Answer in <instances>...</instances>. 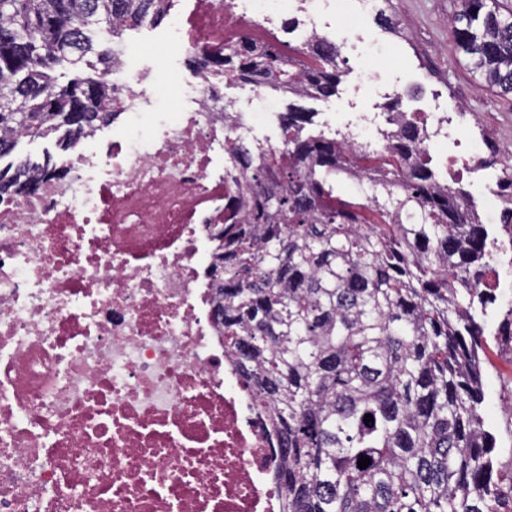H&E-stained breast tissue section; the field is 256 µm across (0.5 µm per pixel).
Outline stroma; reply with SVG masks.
<instances>
[{
  "label": "stroma",
  "instance_id": "stroma-1",
  "mask_svg": "<svg viewBox=\"0 0 512 512\" xmlns=\"http://www.w3.org/2000/svg\"><path fill=\"white\" fill-rule=\"evenodd\" d=\"M458 9V0H390L386 10L393 19L392 28L365 19L369 47L343 48V85H359L357 103L362 108L373 104L375 87L396 84L419 91L425 98L441 94L449 111L462 108L469 112V135L480 143L485 163L501 166L495 180L476 173L465 176L463 187L478 201L495 184L512 180V167L501 165L504 153L512 149V96L484 87L479 76L467 68V56L455 50L448 21ZM167 29L162 23L137 31L140 46L130 61L133 68H150L161 76L187 71V56L162 54L157 45ZM366 68L371 71V82L357 84V73ZM495 294L497 299L483 319L487 347L482 360V414L486 428L496 437L495 464L506 481L512 479V341L501 331L512 315L504 304L512 290L499 288Z\"/></svg>",
  "mask_w": 512,
  "mask_h": 512
}]
</instances>
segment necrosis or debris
<instances>
[{"instance_id": "4bbe7bcc", "label": "necrosis or debris", "mask_w": 512, "mask_h": 512, "mask_svg": "<svg viewBox=\"0 0 512 512\" xmlns=\"http://www.w3.org/2000/svg\"><path fill=\"white\" fill-rule=\"evenodd\" d=\"M320 2L193 0L167 46L219 50L290 13L324 38ZM112 52L111 132L79 138L66 179L0 200V512H282V445L224 353L208 277L224 141L276 123L282 98L194 71L166 116L131 42ZM389 119L351 113L340 137L383 152ZM429 119L426 149L478 170L466 113Z\"/></svg>"}]
</instances>
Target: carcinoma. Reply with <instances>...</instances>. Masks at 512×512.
<instances>
[{
	"label": "carcinoma",
	"instance_id": "1",
	"mask_svg": "<svg viewBox=\"0 0 512 512\" xmlns=\"http://www.w3.org/2000/svg\"><path fill=\"white\" fill-rule=\"evenodd\" d=\"M457 50L490 90L512 94V11L459 0ZM169 0H0V160L21 138L74 148L112 122L101 73L61 84L64 61L112 67L126 20L154 24ZM302 68L285 51L235 41L195 57L192 70L224 83L288 92L284 149L258 157L227 139L222 253L213 263L212 317L224 352L271 412L285 465L282 512H500L495 436L484 426L481 324L492 303L488 230L461 188L440 182L424 124L408 117L379 167L342 140L305 133L300 100L339 93V46L307 43ZM92 55L97 64L86 57ZM63 177L55 157L0 166V199L29 197L38 173ZM366 188L341 193L342 177ZM373 421L364 423L365 415ZM361 457L371 459L364 469Z\"/></svg>",
	"mask_w": 512,
	"mask_h": 512
}]
</instances>
